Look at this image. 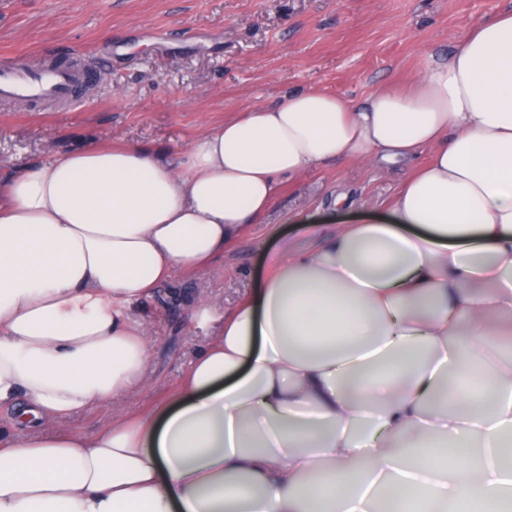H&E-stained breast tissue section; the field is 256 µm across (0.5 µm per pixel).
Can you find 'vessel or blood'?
<instances>
[{"mask_svg": "<svg viewBox=\"0 0 512 512\" xmlns=\"http://www.w3.org/2000/svg\"><path fill=\"white\" fill-rule=\"evenodd\" d=\"M93 67L68 64L46 66L15 54L0 55V99H19L31 103L56 101L72 105L82 102V88L96 82Z\"/></svg>", "mask_w": 512, "mask_h": 512, "instance_id": "b4317fda", "label": "vessel or blood"}]
</instances>
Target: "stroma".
I'll return each instance as SVG.
<instances>
[{
	"instance_id": "stroma-1",
	"label": "stroma",
	"mask_w": 512,
	"mask_h": 512,
	"mask_svg": "<svg viewBox=\"0 0 512 512\" xmlns=\"http://www.w3.org/2000/svg\"><path fill=\"white\" fill-rule=\"evenodd\" d=\"M512 0H0V54L95 64L104 78L78 108L0 101V170L50 162L93 142L178 159L237 113L316 88L356 106L447 60L468 28ZM410 164L340 159L282 181L265 214L223 256L176 270L135 305L149 361L143 387L59 420L88 435L178 387L225 312L267 266L364 213H384ZM348 196L347 208L333 200ZM206 303L210 318L193 310Z\"/></svg>"
}]
</instances>
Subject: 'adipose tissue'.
I'll return each mask as SVG.
<instances>
[{
    "instance_id": "1",
    "label": "adipose tissue",
    "mask_w": 512,
    "mask_h": 512,
    "mask_svg": "<svg viewBox=\"0 0 512 512\" xmlns=\"http://www.w3.org/2000/svg\"><path fill=\"white\" fill-rule=\"evenodd\" d=\"M425 156L384 218L275 262L148 410L130 310L211 262L279 182ZM0 512H512V11L411 87L319 89L215 126L179 162L93 145L0 180Z\"/></svg>"
}]
</instances>
